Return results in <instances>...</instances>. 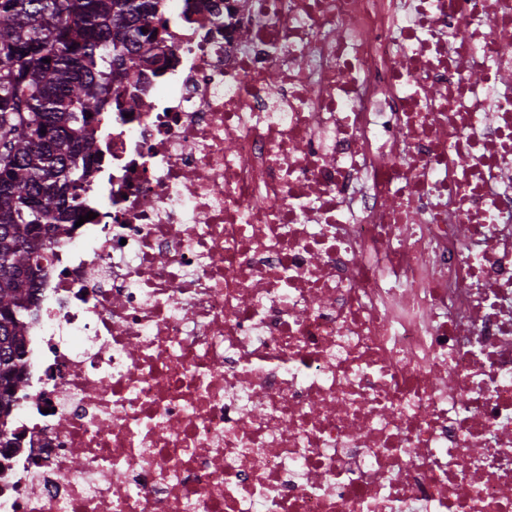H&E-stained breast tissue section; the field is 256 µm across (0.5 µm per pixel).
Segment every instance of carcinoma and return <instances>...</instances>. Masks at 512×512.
Here are the masks:
<instances>
[{
	"label": "carcinoma",
	"mask_w": 512,
	"mask_h": 512,
	"mask_svg": "<svg viewBox=\"0 0 512 512\" xmlns=\"http://www.w3.org/2000/svg\"><path fill=\"white\" fill-rule=\"evenodd\" d=\"M159 0H0V438L55 232L77 208L93 123L133 49L162 43ZM46 133H41V130Z\"/></svg>",
	"instance_id": "carcinoma-1"
}]
</instances>
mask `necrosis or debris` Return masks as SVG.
Segmentation results:
<instances>
[{
	"label": "necrosis or debris",
	"mask_w": 512,
	"mask_h": 512,
	"mask_svg": "<svg viewBox=\"0 0 512 512\" xmlns=\"http://www.w3.org/2000/svg\"><path fill=\"white\" fill-rule=\"evenodd\" d=\"M162 4L0 512H512V0Z\"/></svg>",
	"instance_id": "obj_1"
}]
</instances>
